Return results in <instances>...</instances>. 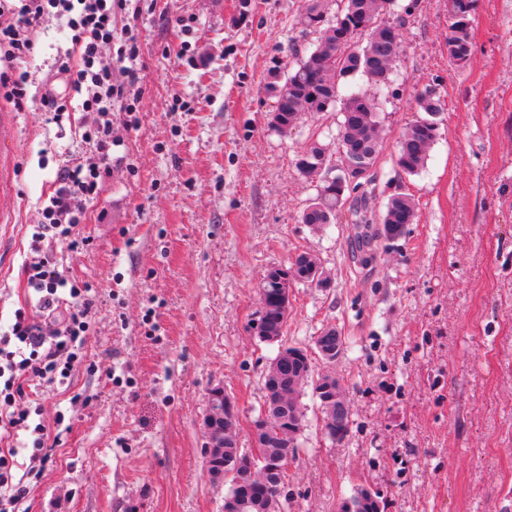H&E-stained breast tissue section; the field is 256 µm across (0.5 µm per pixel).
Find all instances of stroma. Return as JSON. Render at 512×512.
I'll return each mask as SVG.
<instances>
[{
	"mask_svg": "<svg viewBox=\"0 0 512 512\" xmlns=\"http://www.w3.org/2000/svg\"><path fill=\"white\" fill-rule=\"evenodd\" d=\"M449 0H397L400 53L379 105L382 147L369 176L375 210L412 194L416 218L388 240L379 224L347 219L321 231L302 223L316 194L295 166L313 142L340 163L338 117L304 115L288 132L272 112L305 0H128L115 30L134 27L139 56L103 50L114 81L134 77L138 120L112 110L110 174L82 225L90 252L56 255L97 291L78 370L47 395L43 420L69 429L33 482L31 512H223L229 482L211 477L203 422L212 388L237 405L242 447L255 449L263 376L280 344L260 342V283L302 253L326 287L291 290L283 343L312 348L335 327L344 349L316 374L339 381L349 435L328 438L312 393L287 468L281 512H337L366 489L383 512H512V0H478L473 52L448 57ZM65 22L38 27L35 51L0 57L26 71L23 107L0 95L13 127L0 136L14 207L0 222V332L24 303L23 267L58 169L89 150L94 119L58 71L72 52ZM443 103L425 167L395 159L417 97ZM70 100L50 123L44 91Z\"/></svg>",
	"mask_w": 512,
	"mask_h": 512,
	"instance_id": "stroma-1",
	"label": "stroma"
}]
</instances>
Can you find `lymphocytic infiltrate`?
Masks as SVG:
<instances>
[{"mask_svg": "<svg viewBox=\"0 0 512 512\" xmlns=\"http://www.w3.org/2000/svg\"><path fill=\"white\" fill-rule=\"evenodd\" d=\"M122 0H0V52L24 58L34 49V30L53 18L66 19L77 59H62L58 70L82 98L94 121L83 137L90 153L59 169L57 186L41 210L31 236V258L23 268L37 296L33 309H17L9 333L0 335V512H28L31 480L51 462V432L41 420L37 391L69 384L77 369L93 371L85 344L94 327V290L70 278L52 253L63 242L72 249L93 244L81 225L99 195L112 153V104L126 100L124 85L113 83L112 64L101 54L112 42V14ZM31 444L28 465H19L21 435Z\"/></svg>", "mask_w": 512, "mask_h": 512, "instance_id": "1", "label": "lymphocytic infiltrate"}]
</instances>
